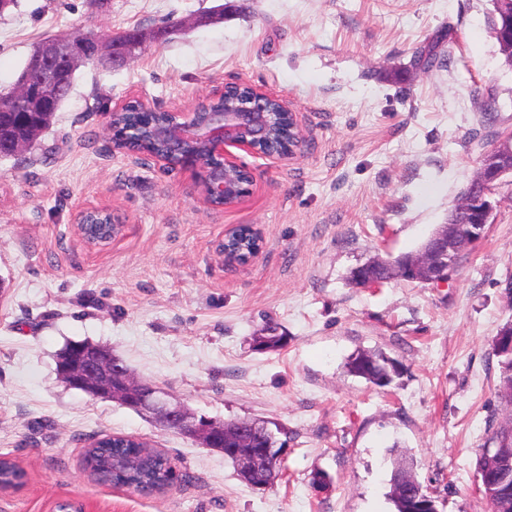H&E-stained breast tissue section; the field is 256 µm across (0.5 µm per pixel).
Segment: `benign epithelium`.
Listing matches in <instances>:
<instances>
[{
  "label": "benign epithelium",
  "instance_id": "benign-epithelium-1",
  "mask_svg": "<svg viewBox=\"0 0 512 512\" xmlns=\"http://www.w3.org/2000/svg\"><path fill=\"white\" fill-rule=\"evenodd\" d=\"M82 56L81 44L74 38L59 39L47 50H39L36 63L40 71L33 85L26 89L28 96L41 104L52 103L62 71L48 68L51 59L72 67ZM238 87L246 88L247 92L230 94L227 84L225 90L216 94L224 98V108L211 112H175L174 120L152 131L155 139L164 142L172 154L178 156L179 167L190 172L211 197L223 200L226 208L238 205L250 193V187L243 188L242 183H253L250 169L238 160L232 149L281 159L294 155L303 142L297 115L282 100L280 105L288 113L292 131L290 143L277 151L262 150L261 146L268 143L271 134L269 101L273 95L245 82ZM195 142L206 144L210 154L219 158V163L206 166L184 153L187 145ZM509 157L512 158L511 131L502 134L483 155L478 174L465 189L463 204L467 221L442 225L419 254L394 259L393 263L400 267L403 276L412 281L439 284L447 282L459 270L462 254L484 237L487 226L492 223L498 206V189L512 186ZM92 213L103 215L105 211H84L77 224L80 236L88 245L103 247L122 234V224L87 223L86 218ZM57 373L67 387L94 399L116 401L199 442L204 448L211 447L217 435L224 432L223 424L197 415L154 384L133 378L122 360L100 345L69 347L57 357ZM269 441L271 445L265 448H255L247 442L240 448L230 449L224 458L241 474L251 472L261 459L272 463L284 459L286 447L276 440V435H270Z\"/></svg>",
  "mask_w": 512,
  "mask_h": 512
}]
</instances>
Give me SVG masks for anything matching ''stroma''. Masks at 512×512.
I'll list each match as a JSON object with an SVG mask.
<instances>
[{"mask_svg":"<svg viewBox=\"0 0 512 512\" xmlns=\"http://www.w3.org/2000/svg\"><path fill=\"white\" fill-rule=\"evenodd\" d=\"M231 4L224 21L192 27ZM491 0H20L0 16V88L48 34L107 39L134 26L176 30L119 67L90 64L37 143L0 157V455L26 473L0 512H395L393 461H407L438 512H490L476 461L508 413L492 353L512 322V201L442 284L356 288L352 269L419 250L476 175L494 135L512 131V68L488 25ZM456 47L439 42L447 28ZM454 50L423 69L417 49ZM285 99L303 128L284 159L239 152L252 192L204 203L190 172L114 148L113 107L188 110L229 83ZM498 112L485 127L483 106ZM104 208L122 235L104 248L77 230ZM264 236L225 264V228ZM278 326L287 342L257 352ZM111 348L139 379L197 414L262 419L288 443L282 476L242 484L223 454L114 401L67 388L55 370L71 341ZM400 365L378 387L349 357ZM122 434L172 460L183 479L142 496L82 466L96 439Z\"/></svg>","mask_w":512,"mask_h":512,"instance_id":"obj_1","label":"stroma"}]
</instances>
